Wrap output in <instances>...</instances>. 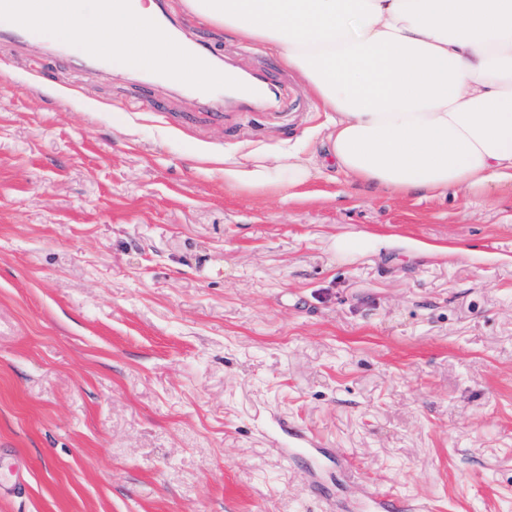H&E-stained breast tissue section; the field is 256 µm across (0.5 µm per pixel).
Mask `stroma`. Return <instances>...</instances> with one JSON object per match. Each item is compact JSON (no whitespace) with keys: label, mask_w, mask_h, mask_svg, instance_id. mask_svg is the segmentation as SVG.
Returning <instances> with one entry per match:
<instances>
[{"label":"stroma","mask_w":512,"mask_h":512,"mask_svg":"<svg viewBox=\"0 0 512 512\" xmlns=\"http://www.w3.org/2000/svg\"><path fill=\"white\" fill-rule=\"evenodd\" d=\"M160 2L274 96L245 111L0 30V512H336L370 490L512 512V186L226 185L225 156L322 151L324 114L264 45ZM347 232L391 244L341 260ZM299 434L323 456L289 455Z\"/></svg>","instance_id":"stroma-1"}]
</instances>
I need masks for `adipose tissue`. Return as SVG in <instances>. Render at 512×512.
Listing matches in <instances>:
<instances>
[{
  "label": "adipose tissue",
  "mask_w": 512,
  "mask_h": 512,
  "mask_svg": "<svg viewBox=\"0 0 512 512\" xmlns=\"http://www.w3.org/2000/svg\"><path fill=\"white\" fill-rule=\"evenodd\" d=\"M201 23L266 45L299 72L328 114L324 157L274 166L225 161L226 184L297 198L335 165L351 183L395 195L512 183V0H184ZM134 0H40L25 25L63 42L90 31L105 56L176 77L185 48Z\"/></svg>",
  "instance_id": "1"
}]
</instances>
